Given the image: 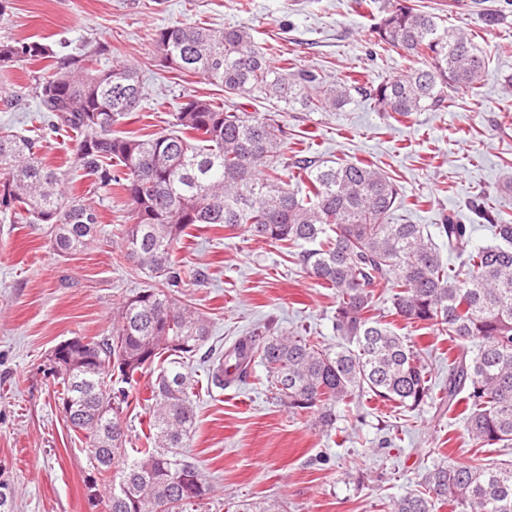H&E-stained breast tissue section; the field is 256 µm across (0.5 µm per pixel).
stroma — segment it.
Instances as JSON below:
<instances>
[{
	"instance_id": "stroma-1",
	"label": "stroma",
	"mask_w": 512,
	"mask_h": 512,
	"mask_svg": "<svg viewBox=\"0 0 512 512\" xmlns=\"http://www.w3.org/2000/svg\"><path fill=\"white\" fill-rule=\"evenodd\" d=\"M7 24L0 41L47 45L56 60L87 50L100 67L122 58L134 64L147 91L138 112L119 129L149 136L170 129L187 96L224 102L221 87L168 72L150 39L170 23L213 28L248 24L256 43L282 50L294 68L324 82L351 72L367 85L405 73L406 60L375 43L372 20L355 0H0ZM450 27L474 33L486 60L475 89L451 91L447 107L397 122L352 92L336 109L288 105L255 96L235 98L250 112L277 113L288 132V153L329 162H370L384 169L405 201L401 216L436 232L455 217L475 244L491 243L490 228L470 209L485 199L512 222V0H412ZM37 65L0 69V126L27 132L38 107L32 87ZM100 232L81 252L62 257L43 224L0 222V476L13 491V512H106L88 496V447L69 429L47 373L53 349L74 337L102 335L119 303L146 279L120 258L113 238L128 216V201L107 196L96 204ZM176 258L201 271L183 299L210 322L204 351L191 359L195 429L187 449L214 492L196 512H241L269 501L285 512H389L394 499L419 490L440 462L481 457L512 461V448L472 447L461 407L441 406L453 344L433 329L393 328L415 345L428 371L432 398L418 410L368 402L361 421L342 417L325 434L293 418L272 389L265 367L252 362L245 381L217 387L208 380L215 359L256 328L273 325L320 337L329 346L336 299L288 249L220 224L187 229ZM153 366L138 376L139 401L124 421L130 447L146 445L148 385Z\"/></svg>"
}]
</instances>
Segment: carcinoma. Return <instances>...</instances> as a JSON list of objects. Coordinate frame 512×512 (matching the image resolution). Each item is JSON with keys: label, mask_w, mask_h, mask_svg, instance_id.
<instances>
[{"label": "carcinoma", "mask_w": 512, "mask_h": 512, "mask_svg": "<svg viewBox=\"0 0 512 512\" xmlns=\"http://www.w3.org/2000/svg\"><path fill=\"white\" fill-rule=\"evenodd\" d=\"M374 13L373 33L385 51L404 55L402 77L362 89L379 110L399 122L439 110L448 92L475 88L485 60L474 34L445 26L409 0H357ZM163 67L193 74L232 98L258 93L286 104L344 105L354 88L338 78L311 99L318 83L272 65L246 24L224 29L171 24L150 33ZM42 62L35 94L41 111L36 135L0 128V214L12 224H47L53 250L80 251L98 228L94 206L65 191L61 172L42 160V141L65 132L75 142L69 164L89 187L126 193L129 224L120 254L156 281L128 295L112 327L68 351L69 361L49 368L54 396L70 429L89 439L88 461L108 486L107 512H188L208 499L212 486L183 452L196 424L185 360L208 342L209 322L181 300L202 273L175 260V245L193 224H241L263 241L309 248L296 254L310 277L335 291L336 347L316 336L267 325L239 339L212 369L224 386L229 361L240 381L260 359L295 417L315 414L322 432L336 428L337 409L363 398L414 411L432 398L428 372L414 345L382 320L377 289L394 288L391 313L433 328L454 343L443 401H466L467 432L476 448L512 447V223L500 210L473 205L494 242L474 245L468 227L448 217L438 225L451 267L420 224L400 222L404 201L394 179L375 164L329 165L316 158L288 161V134L269 113L231 111L191 95L171 129L142 138L116 127L146 98L137 72L115 60L97 68L95 52L56 65L47 46L0 42V68ZM163 368L150 386L151 447L128 453L121 414L128 386L144 369ZM466 396H461V393ZM512 512V463L442 464L428 471L423 490L392 501L389 512Z\"/></svg>", "instance_id": "obj_1"}]
</instances>
